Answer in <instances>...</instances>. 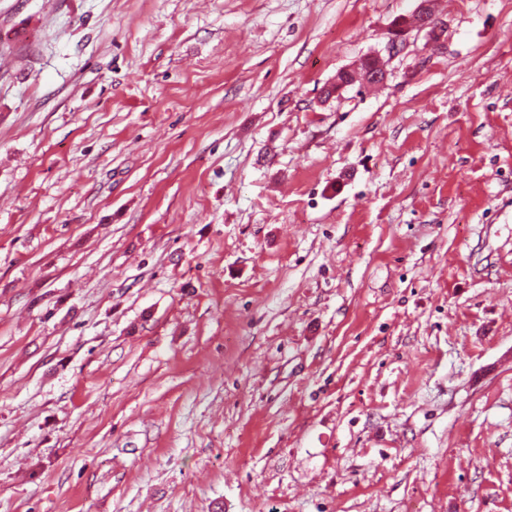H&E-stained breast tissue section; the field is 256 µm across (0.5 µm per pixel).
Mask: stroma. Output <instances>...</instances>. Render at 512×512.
Masks as SVG:
<instances>
[{
  "label": "stroma",
  "mask_w": 512,
  "mask_h": 512,
  "mask_svg": "<svg viewBox=\"0 0 512 512\" xmlns=\"http://www.w3.org/2000/svg\"><path fill=\"white\" fill-rule=\"evenodd\" d=\"M418 5L0 0V512H512V0Z\"/></svg>",
  "instance_id": "35a3bbf8"
}]
</instances>
